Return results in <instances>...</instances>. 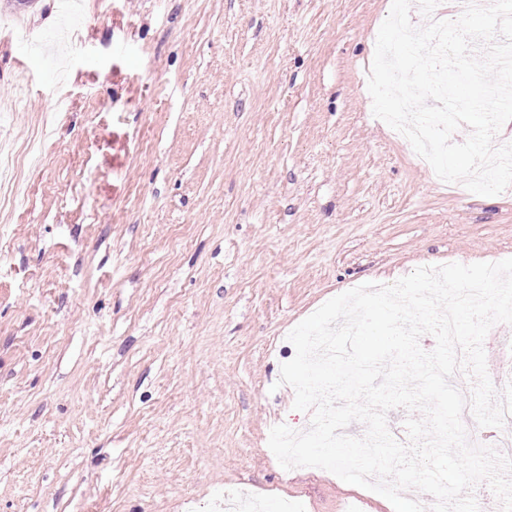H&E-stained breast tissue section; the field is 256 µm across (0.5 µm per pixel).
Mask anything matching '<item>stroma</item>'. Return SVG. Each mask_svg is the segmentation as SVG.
<instances>
[{
    "label": "stroma",
    "mask_w": 512,
    "mask_h": 512,
    "mask_svg": "<svg viewBox=\"0 0 512 512\" xmlns=\"http://www.w3.org/2000/svg\"><path fill=\"white\" fill-rule=\"evenodd\" d=\"M390 0H0V140H56L0 207V512H385L318 468L289 332L424 264L512 258V190L459 196L372 113Z\"/></svg>",
    "instance_id": "35a3bbf8"
}]
</instances>
